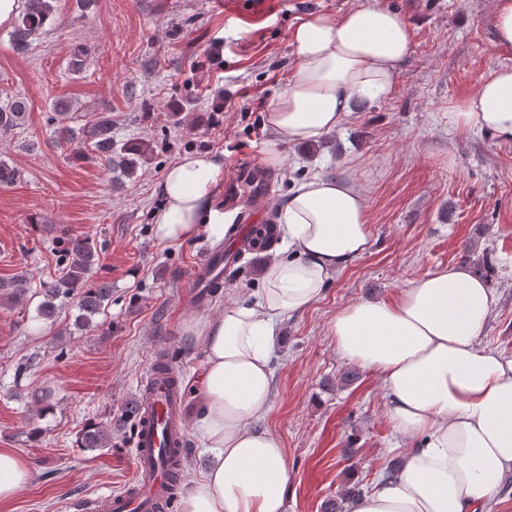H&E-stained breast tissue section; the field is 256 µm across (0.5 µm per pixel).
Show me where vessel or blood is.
Here are the masks:
<instances>
[{
    "instance_id": "obj_1",
    "label": "vessel or blood",
    "mask_w": 512,
    "mask_h": 512,
    "mask_svg": "<svg viewBox=\"0 0 512 512\" xmlns=\"http://www.w3.org/2000/svg\"><path fill=\"white\" fill-rule=\"evenodd\" d=\"M223 278V265L217 264L215 254H208L191 277L195 303L207 300L208 283ZM176 375L172 368L164 373L150 371L146 378L147 390L135 406V466L127 486L122 491L76 503L77 512H168L171 488L187 460V404L183 390L173 383Z\"/></svg>"
}]
</instances>
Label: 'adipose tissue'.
I'll use <instances>...</instances> for the list:
<instances>
[{
    "label": "adipose tissue",
    "instance_id": "1",
    "mask_svg": "<svg viewBox=\"0 0 512 512\" xmlns=\"http://www.w3.org/2000/svg\"><path fill=\"white\" fill-rule=\"evenodd\" d=\"M291 40L292 76L264 114L274 167L284 162L282 146L339 130L354 99H388L413 51L402 13L379 5L307 15ZM449 119L512 142V67L486 76ZM223 175L214 154L175 161L158 184L156 239L180 245L203 230L222 239L227 217L213 196ZM278 222L283 248L262 269L259 298L184 327L206 352L195 427L211 464L186 487L182 512H283L288 497L287 452L254 424L271 400L276 325L367 251V197L350 177L304 178ZM491 307L487 280L453 265L416 280L396 303L355 302L331 320L338 354L378 375L404 443L397 471L353 498L348 512H487L512 472V358L478 345Z\"/></svg>",
    "mask_w": 512,
    "mask_h": 512
}]
</instances>
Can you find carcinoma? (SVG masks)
I'll return each mask as SVG.
<instances>
[{"mask_svg":"<svg viewBox=\"0 0 512 512\" xmlns=\"http://www.w3.org/2000/svg\"><path fill=\"white\" fill-rule=\"evenodd\" d=\"M53 16V0H25L24 8L18 17L14 29L15 42L26 47L43 29ZM25 116V104L21 100L11 103L8 110L0 109V130L8 132L21 125ZM71 106L65 101L55 104L50 122L56 125V132L63 141L75 144L77 155L84 156L90 152L106 158L107 162L117 167L130 177L138 167V159L144 155V145L135 140L121 144L112 142V113L105 109L94 113L85 123L74 128ZM272 228L263 224L250 231L247 245L254 249L269 247ZM63 257L67 261L62 275L43 283L44 302L41 313L44 316L54 314L56 299H72L82 314L78 321L86 324L100 312L109 300L112 289L106 284L91 280L88 273L97 262V246L89 238H71L64 241ZM26 292V277L19 275L10 281L0 280V296L14 301ZM112 442L111 434L102 426L91 424L84 429L79 443L83 448H107Z\"/></svg>","mask_w":512,"mask_h":512,"instance_id":"carcinoma-1","label":"carcinoma"}]
</instances>
